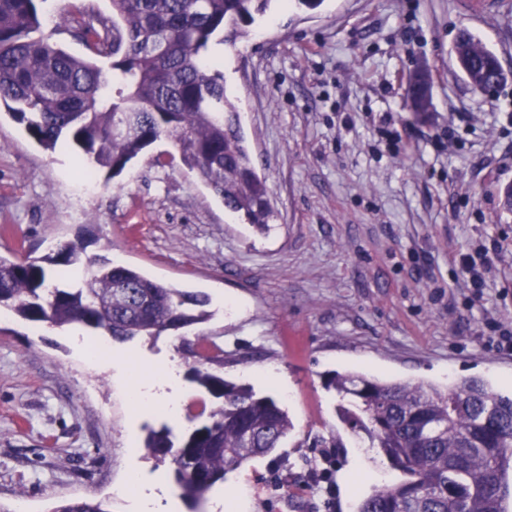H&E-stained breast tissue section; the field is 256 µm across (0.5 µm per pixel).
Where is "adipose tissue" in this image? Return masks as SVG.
Here are the masks:
<instances>
[{
	"instance_id": "1",
	"label": "adipose tissue",
	"mask_w": 512,
	"mask_h": 512,
	"mask_svg": "<svg viewBox=\"0 0 512 512\" xmlns=\"http://www.w3.org/2000/svg\"><path fill=\"white\" fill-rule=\"evenodd\" d=\"M113 367L118 376L130 380V397L135 408L162 407L171 416H179L183 400L186 397L180 381L174 371L161 369L156 373L139 378H131L124 361H114Z\"/></svg>"
}]
</instances>
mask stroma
<instances>
[{"instance_id":"stroma-1","label":"stroma","mask_w":512,"mask_h":512,"mask_svg":"<svg viewBox=\"0 0 512 512\" xmlns=\"http://www.w3.org/2000/svg\"><path fill=\"white\" fill-rule=\"evenodd\" d=\"M42 32L90 51L74 17L111 19L109 0H42ZM255 33L220 50L224 85L271 190L277 217L258 231L161 139L121 175L86 177L79 155L45 150L0 108V253L34 257L86 237L87 251L210 299L204 323L114 342L173 360L190 395L180 418L140 416L111 365L86 362L81 326L0 318V512H55L64 502L133 512L117 489L165 492L175 512H210L242 496L244 512H355L373 487L402 481L339 418L325 382L359 371L447 385L481 377L512 393V0H323L272 6ZM482 40L508 75L475 89L452 47ZM430 76V110L412 109L414 74ZM504 247L483 297L458 253ZM224 349L225 380L277 400L292 429L280 448L226 473L197 506L148 458V433L182 434L199 410L181 336ZM339 439L320 448L316 439Z\"/></svg>"}]
</instances>
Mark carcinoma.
<instances>
[{
  "mask_svg": "<svg viewBox=\"0 0 512 512\" xmlns=\"http://www.w3.org/2000/svg\"><path fill=\"white\" fill-rule=\"evenodd\" d=\"M274 0H110L112 21L88 14L79 37L111 74L40 35L36 0H0V106L39 145L72 144L85 172L122 173L151 144L168 138L185 167L224 207L264 231L275 217L242 133L238 108L211 52L245 42ZM455 52L482 64L492 52L466 35ZM84 247L60 243L39 258L0 254V309L30 322L79 324L130 341L201 322L208 299L169 288L106 258L82 259ZM82 266L61 286L48 267ZM198 365L190 376L211 397L201 421L176 438L151 432L147 452L169 461L181 495L195 504L224 475L273 452L288 436L287 413L270 396L224 379L204 364L224 365V350L207 336L182 339ZM327 387L348 400L341 417L366 433L407 479L380 487L356 512H508L512 497V397L479 378L441 390L333 374ZM55 512H106L100 503L69 501Z\"/></svg>",
  "mask_w": 512,
  "mask_h": 512,
  "instance_id": "1",
  "label": "carcinoma"
}]
</instances>
